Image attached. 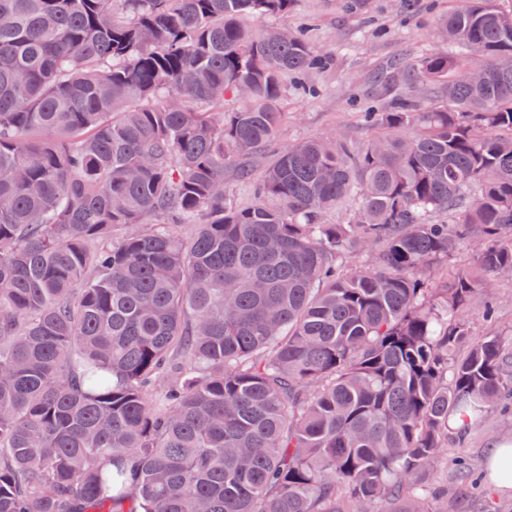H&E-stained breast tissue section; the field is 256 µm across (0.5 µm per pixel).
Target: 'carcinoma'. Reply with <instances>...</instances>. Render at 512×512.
Wrapping results in <instances>:
<instances>
[{"mask_svg":"<svg viewBox=\"0 0 512 512\" xmlns=\"http://www.w3.org/2000/svg\"><path fill=\"white\" fill-rule=\"evenodd\" d=\"M294 2L0 0V512H428L451 416L512 398V339L453 358L512 275V9L257 180L324 56L246 20Z\"/></svg>","mask_w":512,"mask_h":512,"instance_id":"cac0c4a2","label":"carcinoma"}]
</instances>
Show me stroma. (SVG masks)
I'll return each instance as SVG.
<instances>
[{
  "label": "stroma",
  "mask_w": 512,
  "mask_h": 512,
  "mask_svg": "<svg viewBox=\"0 0 512 512\" xmlns=\"http://www.w3.org/2000/svg\"><path fill=\"white\" fill-rule=\"evenodd\" d=\"M459 0H418L413 13L400 9V0H296L282 23L304 27L324 54V67L308 72L305 90L289 88L283 99L288 117L274 143L275 150L304 138H327L343 132L363 145L369 132L360 115L381 109L389 101L369 83L375 72L391 61L413 59L434 48L435 19L457 8ZM498 300L493 318H484L479 306L466 309L473 339L512 335V277L492 279L489 290ZM512 440V412L493 407L468 433L464 443H449L447 464L431 468L428 483L448 485L447 501H434V512H512V492L485 484L477 491L464 486L457 458L485 468L490 445Z\"/></svg>",
  "instance_id": "35a3bbf8"
}]
</instances>
